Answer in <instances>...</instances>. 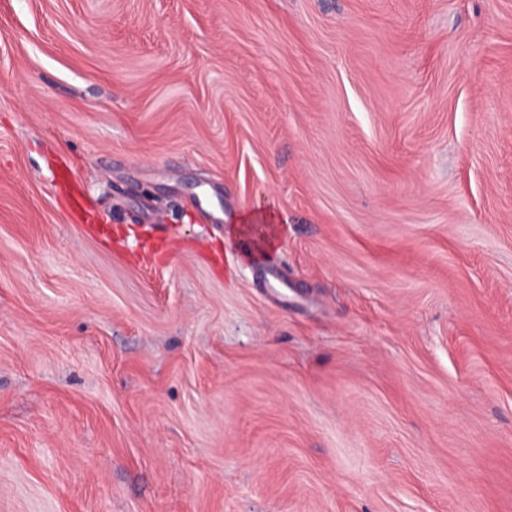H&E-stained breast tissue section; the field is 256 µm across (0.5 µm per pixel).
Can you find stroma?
I'll return each mask as SVG.
<instances>
[{
    "label": "stroma",
    "instance_id": "obj_1",
    "mask_svg": "<svg viewBox=\"0 0 512 512\" xmlns=\"http://www.w3.org/2000/svg\"><path fill=\"white\" fill-rule=\"evenodd\" d=\"M0 512H512V0H0Z\"/></svg>",
    "mask_w": 512,
    "mask_h": 512
}]
</instances>
